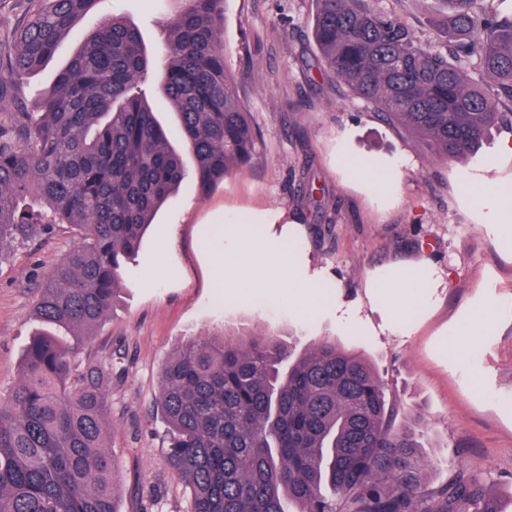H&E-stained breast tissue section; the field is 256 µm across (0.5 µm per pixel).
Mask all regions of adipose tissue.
Masks as SVG:
<instances>
[{
	"label": "adipose tissue",
	"mask_w": 512,
	"mask_h": 512,
	"mask_svg": "<svg viewBox=\"0 0 512 512\" xmlns=\"http://www.w3.org/2000/svg\"><path fill=\"white\" fill-rule=\"evenodd\" d=\"M479 205L484 223L493 227L498 239L512 243V190L499 182L488 183L480 191ZM265 221L281 225L280 235L260 239L251 232L248 219L231 222L224 240V268L229 275L222 280L223 288L245 294L286 276L294 288L293 303L309 307L320 291L322 272L308 269L301 273H286L280 262V247L293 230L287 227V218L281 212L268 213ZM429 285L436 288L442 285L441 276L430 263L403 266L395 270L392 278H378L369 283L372 294L397 326L406 324L407 315L414 308L428 303L425 288Z\"/></svg>",
	"instance_id": "1"
}]
</instances>
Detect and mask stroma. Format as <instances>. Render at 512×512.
Segmentation results:
<instances>
[{"instance_id": "obj_1", "label": "stroma", "mask_w": 512, "mask_h": 512, "mask_svg": "<svg viewBox=\"0 0 512 512\" xmlns=\"http://www.w3.org/2000/svg\"><path fill=\"white\" fill-rule=\"evenodd\" d=\"M426 43L445 49L423 0H377ZM173 0H103L101 15L123 14L149 47L163 46L161 17ZM312 0H227L224 59L232 89L263 134L251 167L228 176L207 196L192 180L158 212L121 284L113 309L78 357L110 366L112 420L108 446L119 477V512H185L188 492L169 472L164 424L154 411L160 369L186 340L249 326L292 334L298 349L327 338L365 357L397 411L422 407L424 440L434 461L429 486L456 473L477 474L503 502L512 501V251L481 219L474 179L512 176L492 165L506 136L492 132L476 158L441 160L336 78L318 69ZM84 21L39 72L0 95V113L33 104L53 85L86 33ZM380 171L397 169L389 186L358 184L339 167L343 153ZM281 208L302 231L286 266L324 273L323 299L306 311L288 300V284L254 289L226 302L216 281L224 271V220L259 218ZM78 242L62 229L27 247H5L0 261V391L19 380L23 350L35 327L40 283ZM434 263L445 278L435 303L409 314L410 328L389 325L368 280L396 265ZM492 305L495 322L458 355L445 344L476 303ZM352 313L337 322L336 307Z\"/></svg>"}]
</instances>
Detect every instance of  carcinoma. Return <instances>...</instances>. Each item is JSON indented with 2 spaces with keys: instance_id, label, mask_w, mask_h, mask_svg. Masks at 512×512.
Returning <instances> with one entry per match:
<instances>
[{
  "instance_id": "carcinoma-1",
  "label": "carcinoma",
  "mask_w": 512,
  "mask_h": 512,
  "mask_svg": "<svg viewBox=\"0 0 512 512\" xmlns=\"http://www.w3.org/2000/svg\"><path fill=\"white\" fill-rule=\"evenodd\" d=\"M177 2L160 59L114 13L35 110L0 116V251L58 224L81 238L39 288L41 329L0 396V512H118L112 370L75 351L112 309L144 230L186 177L142 89L149 72L192 154L199 195L260 151L224 61V0ZM438 2L451 58L373 0H315L312 33L325 73L437 156L460 159L490 131L512 133V21L493 0ZM99 3L29 0L0 92L38 69ZM155 405L188 512H507L474 474L428 490L424 410L396 423L382 378L329 339L301 354L261 329L189 340L163 364Z\"/></svg>"
}]
</instances>
